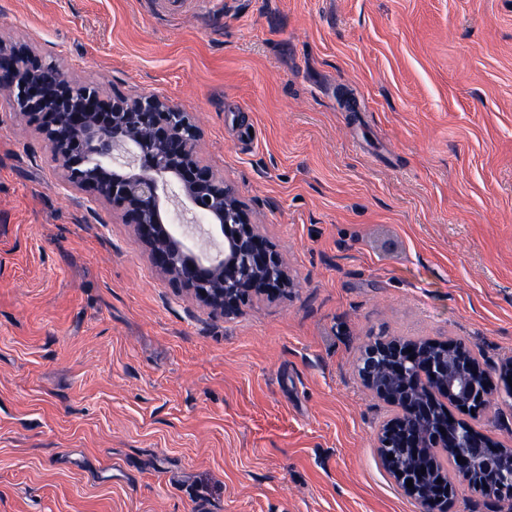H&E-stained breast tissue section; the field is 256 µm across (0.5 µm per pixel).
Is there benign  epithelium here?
Returning a JSON list of instances; mask_svg holds the SVG:
<instances>
[{
	"mask_svg": "<svg viewBox=\"0 0 512 512\" xmlns=\"http://www.w3.org/2000/svg\"><path fill=\"white\" fill-rule=\"evenodd\" d=\"M0 92L42 136L70 183L91 190L122 212L149 248L154 265L178 288L224 315L238 313L254 297L273 298L292 287L282 258L251 219L235 189L197 154L200 132L192 116L153 94L106 100L79 85L22 45L0 38ZM224 237V254L202 256L173 222L169 201ZM373 360L358 373L375 396L394 410L378 433L379 447L398 435L409 462L394 475L422 512H448L452 486L421 473L430 448L465 459L455 473L512 504V448L468 431L466 421L434 412L426 394L436 386L459 411L484 406L488 383L480 363L457 340L405 343L376 337ZM413 486L407 487V480Z\"/></svg>",
	"mask_w": 512,
	"mask_h": 512,
	"instance_id": "obj_1",
	"label": "benign epithelium"
}]
</instances>
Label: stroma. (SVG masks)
I'll return each instance as SVG.
<instances>
[{
    "instance_id": "obj_1",
    "label": "stroma",
    "mask_w": 512,
    "mask_h": 512,
    "mask_svg": "<svg viewBox=\"0 0 512 512\" xmlns=\"http://www.w3.org/2000/svg\"><path fill=\"white\" fill-rule=\"evenodd\" d=\"M0 36L189 112L294 287L226 316L0 94V512H421L378 336L512 357V0H0ZM512 446V398L468 415Z\"/></svg>"
}]
</instances>
